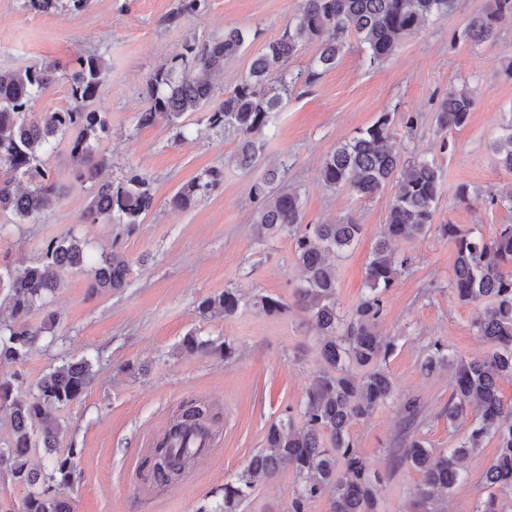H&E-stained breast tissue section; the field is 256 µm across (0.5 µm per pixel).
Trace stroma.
<instances>
[{
	"label": "stroma",
	"mask_w": 512,
	"mask_h": 512,
	"mask_svg": "<svg viewBox=\"0 0 512 512\" xmlns=\"http://www.w3.org/2000/svg\"><path fill=\"white\" fill-rule=\"evenodd\" d=\"M486 3L456 0L452 12L405 37L379 65L350 45L315 83L289 88L258 140L259 164L245 169L236 161L237 132L209 128L206 112L188 115L182 130L163 119L139 126L145 82L185 43L201 44L238 27L248 35L246 49L214 80L213 100L222 102L252 55L281 36L300 0H205L199 12L185 16L177 13L179 0H89L80 10L66 0L56 14L35 12L28 0H0V72L46 63L57 69L56 83L31 107L35 118L69 105L66 75L76 58L105 59V80L91 104L108 119L97 145L112 162L105 177L118 183L136 168L149 178L155 197L135 227L80 223L94 187L74 178L62 143L45 159L61 188L60 202L28 224L0 214L2 268L18 271L35 263L46 241L70 231L88 242L93 255L118 251L129 262L127 286L118 293L92 291L90 269L65 271L50 302L60 317L56 341H39L21 364H0V378L21 373L15 394L25 400L52 369L84 356L93 362L95 377L81 398L56 412L65 428L62 448L76 451L79 477L57 489L72 512H196L215 506L225 483L263 447L266 429L286 408H298L322 367L319 338L294 306L299 269L290 237L279 233L260 241L254 234L251 188L267 167L281 162L288 166L286 184L301 197L304 223L331 224L350 215L361 224L358 242L334 260L337 308L347 313L366 293L365 268L392 193L360 200L327 186L319 169L326 154L384 112L394 117L399 155L434 162L441 177L436 228L393 244L409 262L385 295L379 331L397 344L387 370L399 397L422 405L418 434L428 447L452 448L463 439L467 423L448 422L450 370L425 374L421 360L436 340L468 358L488 349L473 326L477 306L459 301L449 287L453 247L439 225L475 227L491 237L500 225L512 224V209L490 203L491 194L512 190V173L498 165L491 149L512 125V18L502 21L495 44L477 45L463 36ZM464 84L475 95L468 123L438 131L441 98ZM410 115L415 121L408 129L403 120ZM211 169L222 170L223 181L194 206L172 209L176 191ZM463 184L469 196L461 202L456 190ZM227 288L243 296L236 315L200 316V300ZM257 295L280 299L286 308L263 313L251 303ZM192 332L234 341L236 358L227 363L181 351ZM195 399L220 415L209 455L195 461L192 480L154 495L140 492L139 472L154 440L178 406ZM351 433L359 453L381 474L378 512H410L422 476L392 460L408 435L397 403L378 407ZM496 456L491 439L462 459V480L437 503V512H473ZM295 481L288 467L259 481L240 512H286Z\"/></svg>",
	"instance_id": "1"
}]
</instances>
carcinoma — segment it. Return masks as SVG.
<instances>
[{"label":"carcinoma","mask_w":512,"mask_h":512,"mask_svg":"<svg viewBox=\"0 0 512 512\" xmlns=\"http://www.w3.org/2000/svg\"><path fill=\"white\" fill-rule=\"evenodd\" d=\"M451 0H301L296 16L281 37L253 55L248 72L218 107L208 112L212 128H233L239 134L237 162L244 168L257 161L254 135L268 124L270 114L282 106V94L298 83H310L332 69L345 47L344 38L354 37L371 64H381L395 55L401 41L431 17L443 15ZM512 15V0H489V5L470 19L464 36L482 44L494 42L500 21ZM315 39L319 49L307 68L288 70V62L304 39ZM246 34L237 27L224 28V35L200 46L189 43L175 61L146 79V108L138 123L152 125L160 119L170 123L188 112H199L214 96L210 77L224 71V63L240 56ZM107 66L99 55L80 57L67 79L71 104L39 121L30 118L32 102L56 82V68L45 65L0 73V213H11L22 223L35 221L59 203L61 191L44 168V157L56 147V139L71 134L68 142L73 175L97 186L80 215L82 224L110 223L117 218L131 227L141 223L154 205L149 180L132 169L116 184L103 179L110 158L96 144L108 132L101 113L89 109L99 94ZM475 100L471 91L452 89L439 104L436 123L441 131L463 127ZM392 114L383 112L357 136L343 142L322 160L320 175L330 187L346 189L359 198H373L393 189L386 224L366 267L367 294L345 317L336 306V272L328 255L350 248L361 234V225L349 217L334 224L302 225L300 195L283 184L284 171L274 166L253 185L256 208L253 223L258 240L267 234L287 233L300 283L296 303L320 336L318 345L324 367L316 372L299 405L298 413L269 426L264 446L252 455L236 480L224 484L223 502L198 512H238L259 477H268L282 467L296 475V486L287 512H306L307 504L327 497L328 512H377L376 474L361 457L351 427L395 397V385L386 371V361L396 349L394 339L376 332L384 310L383 294L395 284L407 259L398 258L392 245L428 232L434 224L440 173L425 159H402L393 147ZM492 150L499 165L512 172V127L497 138ZM38 175L28 191L16 187L19 177ZM223 179L220 170H209L183 186L172 197L176 209H187L208 194ZM441 235L453 246L455 260L450 288L468 303L482 305L475 328L490 351L475 358L448 353L436 341L426 347L422 369L430 373L448 363L454 368L453 391L448 400V423L470 419L464 439L446 450L429 448L414 435L403 443L397 460L420 471L422 482L414 492L421 512H435L442 493L449 494L460 479L459 457L483 447L486 439L497 442L498 455L485 472L488 491L474 512H500L497 491L512 490V402L500 396L498 383L512 377V224H502L495 237L486 239L475 228L457 224L439 225ZM91 261L86 242L73 233L54 237L44 244L40 260L14 275L0 271V292H6L11 319L0 320V364L23 360L31 348L46 338L56 340L58 320L46 314L38 327L26 323L35 310L47 308L49 295L62 286L60 272L77 269ZM129 262L113 251L94 269L92 289L119 292L127 285ZM241 295L234 288L202 299L198 311L206 316L235 315ZM183 348L204 354L216 353L229 362L237 347L226 340L217 343L190 335ZM363 370L355 376L353 368ZM93 378L91 362L74 359L45 375L30 400L13 397L14 382L0 379V411L9 414L13 439L0 446V472L29 488L13 512H71L69 502L56 493V486L72 484L79 477L74 466L76 449L60 454L65 428L56 410L78 400ZM399 411L407 428L421 424L417 400H400ZM216 419L210 406L191 401L181 404L165 433L158 439L163 462L147 464L149 476L159 485L169 484L191 465L197 449L215 436ZM43 448L48 468L29 463L31 449Z\"/></svg>","instance_id":"1"}]
</instances>
